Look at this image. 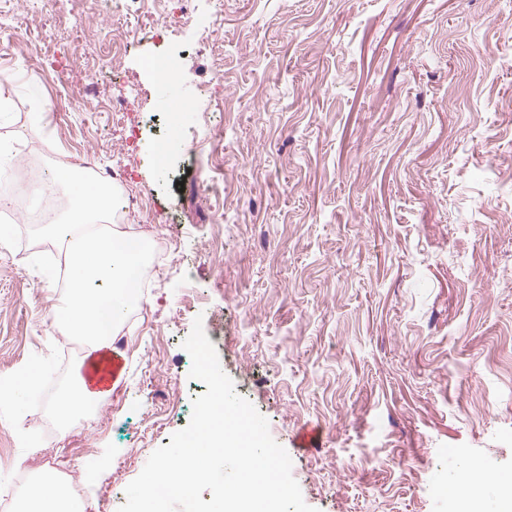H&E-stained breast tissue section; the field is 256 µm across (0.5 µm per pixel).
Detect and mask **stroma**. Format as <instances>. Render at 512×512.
<instances>
[{
  "instance_id": "35a3bbf8",
  "label": "stroma",
  "mask_w": 512,
  "mask_h": 512,
  "mask_svg": "<svg viewBox=\"0 0 512 512\" xmlns=\"http://www.w3.org/2000/svg\"><path fill=\"white\" fill-rule=\"evenodd\" d=\"M0 11L28 17L23 37L0 31V173L22 171L21 143L54 167H122L129 224L172 245L117 328V391L47 446L61 478L80 465L83 512H117L188 424L198 317L318 512H449L435 488L472 458L495 499L512 473V0H194L101 75V96L136 90L119 126L73 107L92 36L41 0ZM158 51L192 100L166 168ZM218 178L220 197L203 186ZM7 225L0 376L56 377L23 408L0 398V498L17 503L83 351L51 327L58 236L20 212Z\"/></svg>"
}]
</instances>
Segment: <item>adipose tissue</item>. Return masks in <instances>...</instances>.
<instances>
[{"mask_svg": "<svg viewBox=\"0 0 512 512\" xmlns=\"http://www.w3.org/2000/svg\"><path fill=\"white\" fill-rule=\"evenodd\" d=\"M70 189V208L63 223L51 232L62 235L68 273V291L53 314L54 328L63 336L82 337L87 345L84 361L95 364L110 344L116 327L132 307L144 256L129 240L112 233H84V226L102 221L115 193L106 184L58 173ZM108 394L96 389L84 374L58 401L62 427L89 410L102 409ZM20 512H77L64 484L53 471L42 473L33 484Z\"/></svg>", "mask_w": 512, "mask_h": 512, "instance_id": "adipose-tissue-1", "label": "adipose tissue"}]
</instances>
